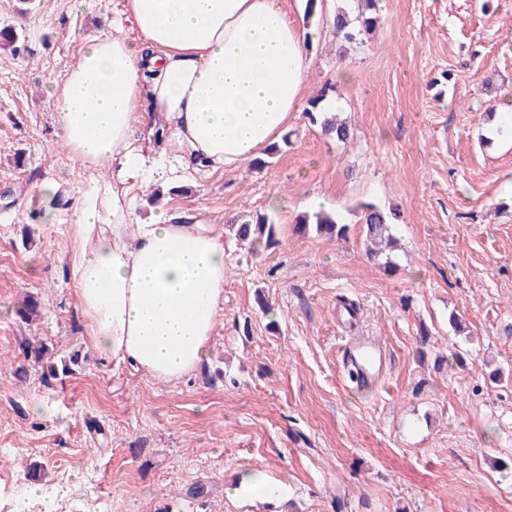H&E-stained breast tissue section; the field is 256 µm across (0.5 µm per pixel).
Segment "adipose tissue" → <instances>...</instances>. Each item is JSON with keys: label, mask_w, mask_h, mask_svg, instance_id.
<instances>
[{"label": "adipose tissue", "mask_w": 512, "mask_h": 512, "mask_svg": "<svg viewBox=\"0 0 512 512\" xmlns=\"http://www.w3.org/2000/svg\"><path fill=\"white\" fill-rule=\"evenodd\" d=\"M126 11L137 39L85 36L52 94L69 154L112 171L73 208L80 247L69 264L94 348L173 380L204 360L224 308L222 236L164 211L138 223L112 185L172 181L200 158L230 171L259 157L298 115L309 29L283 0H126ZM147 120L171 166L138 146ZM107 193L108 217L99 205Z\"/></svg>", "instance_id": "1"}]
</instances>
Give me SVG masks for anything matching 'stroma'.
Masks as SVG:
<instances>
[{
  "instance_id": "stroma-1",
  "label": "stroma",
  "mask_w": 512,
  "mask_h": 512,
  "mask_svg": "<svg viewBox=\"0 0 512 512\" xmlns=\"http://www.w3.org/2000/svg\"><path fill=\"white\" fill-rule=\"evenodd\" d=\"M355 7L323 0L303 93L334 85L353 141L300 116L269 167L201 168L163 199L174 220L222 229L226 259L209 355L166 381L100 357L66 263L73 207L112 174L70 159L50 92L82 36L135 38L125 0H0L18 35L0 50V512H512V470L495 467L512 458V141H481L512 96V0H381L377 30L348 44L332 20ZM49 180L62 187L47 208ZM362 200L396 212V272L366 256ZM316 205L346 238L294 233ZM256 212L281 239L257 255L230 229ZM347 299L353 327L336 318ZM352 335L390 354L376 387L346 377ZM40 342L43 365L77 357L64 384L45 386L43 366L17 380ZM254 469L273 495L235 494Z\"/></svg>"
}]
</instances>
